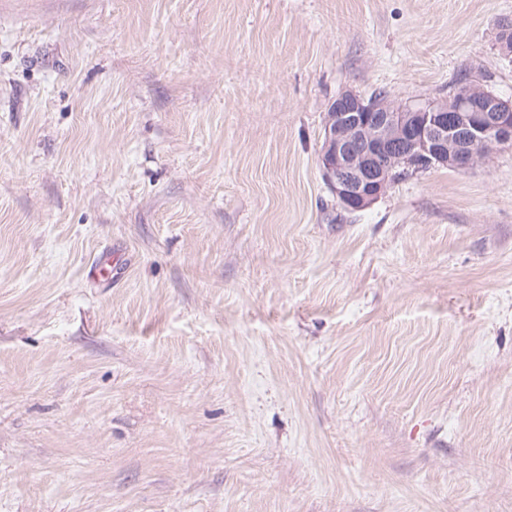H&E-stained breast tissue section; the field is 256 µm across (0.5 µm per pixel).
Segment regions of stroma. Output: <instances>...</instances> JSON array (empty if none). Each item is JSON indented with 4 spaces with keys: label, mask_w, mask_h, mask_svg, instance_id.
I'll use <instances>...</instances> for the list:
<instances>
[{
    "label": "stroma",
    "mask_w": 512,
    "mask_h": 512,
    "mask_svg": "<svg viewBox=\"0 0 512 512\" xmlns=\"http://www.w3.org/2000/svg\"><path fill=\"white\" fill-rule=\"evenodd\" d=\"M512 0H0V512H512V147L360 211L342 92L512 100Z\"/></svg>",
    "instance_id": "obj_1"
}]
</instances>
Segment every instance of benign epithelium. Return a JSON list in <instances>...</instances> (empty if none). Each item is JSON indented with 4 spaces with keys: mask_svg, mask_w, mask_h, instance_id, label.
<instances>
[{
    "mask_svg": "<svg viewBox=\"0 0 512 512\" xmlns=\"http://www.w3.org/2000/svg\"><path fill=\"white\" fill-rule=\"evenodd\" d=\"M503 146H512V101L480 83L451 105L368 103L345 91L330 105L321 163L341 206L359 211L387 192L401 167L468 169Z\"/></svg>",
    "mask_w": 512,
    "mask_h": 512,
    "instance_id": "7a95c632",
    "label": "benign epithelium"
}]
</instances>
